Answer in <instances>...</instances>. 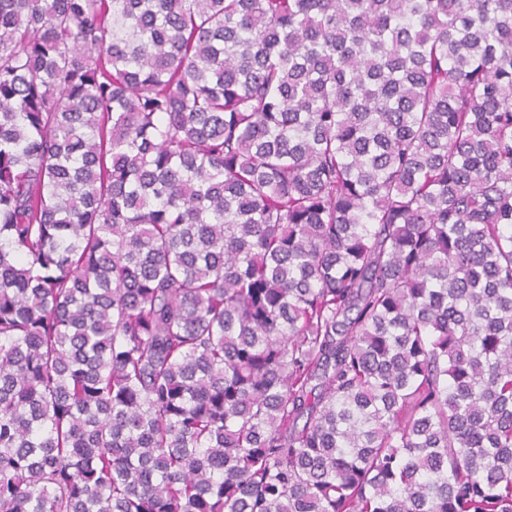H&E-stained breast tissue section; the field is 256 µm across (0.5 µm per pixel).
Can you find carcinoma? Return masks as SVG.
Segmentation results:
<instances>
[{
  "instance_id": "cac0c4a2",
  "label": "carcinoma",
  "mask_w": 512,
  "mask_h": 512,
  "mask_svg": "<svg viewBox=\"0 0 512 512\" xmlns=\"http://www.w3.org/2000/svg\"><path fill=\"white\" fill-rule=\"evenodd\" d=\"M0 512H512V0H0Z\"/></svg>"
}]
</instances>
